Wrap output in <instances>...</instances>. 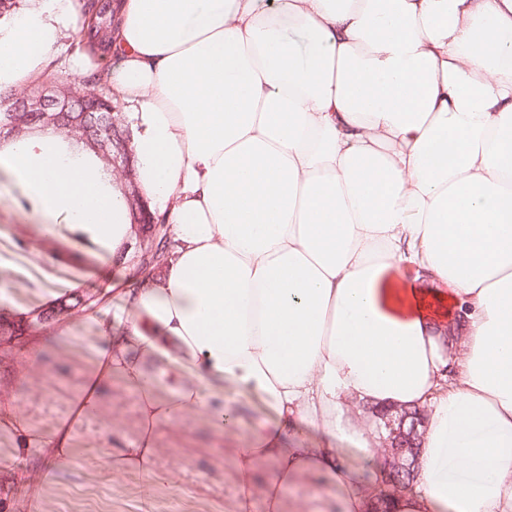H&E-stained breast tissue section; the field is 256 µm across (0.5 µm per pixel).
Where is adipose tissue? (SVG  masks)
Instances as JSON below:
<instances>
[{"mask_svg":"<svg viewBox=\"0 0 512 512\" xmlns=\"http://www.w3.org/2000/svg\"><path fill=\"white\" fill-rule=\"evenodd\" d=\"M105 78L127 107L141 194L172 240L125 292L121 333L80 396L120 378L139 432L118 468L151 475L156 431L237 401L273 413L235 449L233 512H282L301 479L325 512H512V0H122ZM79 0L0 18V89L55 72ZM300 33L295 45L291 33ZM48 127L0 157L80 246L126 261L119 185ZM232 388L235 402L224 400ZM420 408L412 486L356 476L362 406ZM321 434L292 445L290 430ZM266 468L262 500L256 474Z\"/></svg>","mask_w":512,"mask_h":512,"instance_id":"obj_1","label":"adipose tissue"}]
</instances>
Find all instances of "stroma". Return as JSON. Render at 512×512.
Listing matches in <instances>:
<instances>
[{"instance_id": "obj_1", "label": "stroma", "mask_w": 512, "mask_h": 512, "mask_svg": "<svg viewBox=\"0 0 512 512\" xmlns=\"http://www.w3.org/2000/svg\"><path fill=\"white\" fill-rule=\"evenodd\" d=\"M37 202L9 171H0V317L25 323L32 308H50L45 289L57 296L89 292L99 304L60 315L0 347V413L18 411L36 435L68 432V465L54 450L27 453L0 432V512H232L237 488L230 464L236 446L216 438L202 415L157 432L154 477L112 469L116 448L106 430L123 441L138 435L136 395L120 381L100 398L94 415L75 418V397L96 367L91 344L98 323L111 319L122 291L137 281L134 264L114 265L109 255L84 250L79 263L63 260L43 240Z\"/></svg>"}]
</instances>
